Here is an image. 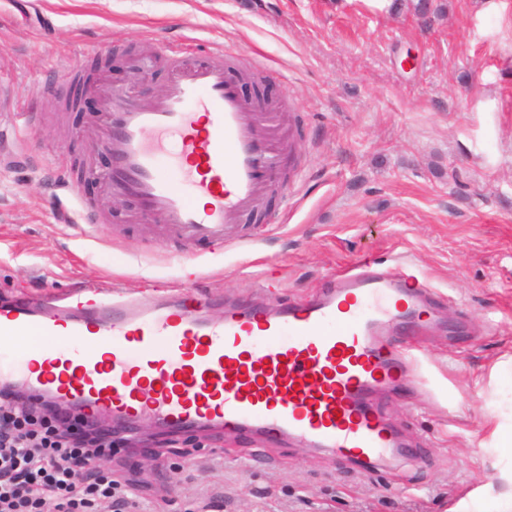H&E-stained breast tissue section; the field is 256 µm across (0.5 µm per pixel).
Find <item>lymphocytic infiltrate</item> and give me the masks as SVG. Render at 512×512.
I'll use <instances>...</instances> for the list:
<instances>
[{"mask_svg": "<svg viewBox=\"0 0 512 512\" xmlns=\"http://www.w3.org/2000/svg\"><path fill=\"white\" fill-rule=\"evenodd\" d=\"M75 430L60 429L0 393V512H94L104 501L124 508L123 491L110 475L88 478L86 466L106 451L94 441L96 430L76 418Z\"/></svg>", "mask_w": 512, "mask_h": 512, "instance_id": "1", "label": "lymphocytic infiltrate"}]
</instances>
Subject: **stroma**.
<instances>
[{
	"mask_svg": "<svg viewBox=\"0 0 512 512\" xmlns=\"http://www.w3.org/2000/svg\"><path fill=\"white\" fill-rule=\"evenodd\" d=\"M187 63L223 52L273 76L247 100L288 103L293 187L244 216L241 245L189 249L219 320L229 302L305 299L362 260L408 265L434 292L414 389L376 407L406 435L385 472L323 449L143 421L139 449L101 470L128 512H451L499 478L491 433L512 411V0H0V300L84 285L136 294L180 283V246L136 198L108 210L112 154L98 94L68 112L66 65L100 55L111 86L151 102ZM36 114L23 135L12 115ZM97 221L73 223L76 199Z\"/></svg>",
	"mask_w": 512,
	"mask_h": 512,
	"instance_id": "1",
	"label": "stroma"
}]
</instances>
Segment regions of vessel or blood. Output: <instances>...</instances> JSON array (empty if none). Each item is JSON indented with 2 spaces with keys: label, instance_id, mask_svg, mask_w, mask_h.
I'll return each instance as SVG.
<instances>
[{
  "label": "vessel or blood",
  "instance_id": "vessel-or-blood-1",
  "mask_svg": "<svg viewBox=\"0 0 512 512\" xmlns=\"http://www.w3.org/2000/svg\"><path fill=\"white\" fill-rule=\"evenodd\" d=\"M149 108L116 88L104 145L111 190L136 196L181 242L223 247L281 182L273 141L282 108L242 98L218 61L185 64ZM426 284L403 266L362 261L317 297L270 310L232 305L203 318L201 297L154 300L86 287L39 303L0 304V387L23 384L122 428L149 416L289 437L364 466L400 442L371 398L411 380L426 328ZM409 331L404 349L389 338Z\"/></svg>",
  "mask_w": 512,
  "mask_h": 512
}]
</instances>
